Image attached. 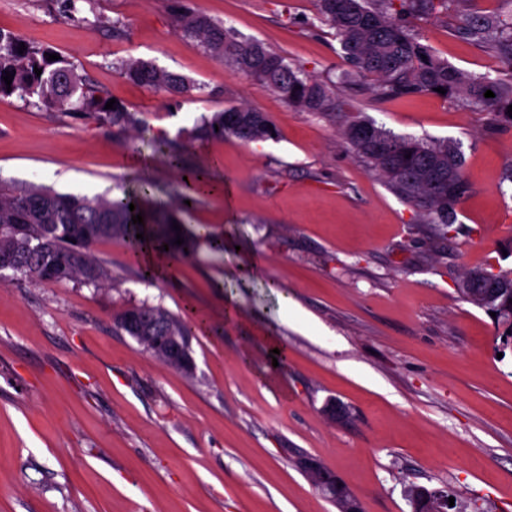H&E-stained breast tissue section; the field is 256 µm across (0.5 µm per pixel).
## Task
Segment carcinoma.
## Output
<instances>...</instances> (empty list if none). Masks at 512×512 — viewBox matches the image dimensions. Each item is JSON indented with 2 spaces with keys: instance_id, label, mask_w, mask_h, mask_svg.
Wrapping results in <instances>:
<instances>
[{
  "instance_id": "carcinoma-1",
  "label": "carcinoma",
  "mask_w": 512,
  "mask_h": 512,
  "mask_svg": "<svg viewBox=\"0 0 512 512\" xmlns=\"http://www.w3.org/2000/svg\"><path fill=\"white\" fill-rule=\"evenodd\" d=\"M318 19L336 30L350 70L337 81H317L302 67L292 64L257 40L244 39L196 10L189 0H171V10L183 35L197 39L220 60L249 75L279 94L288 104L329 120L344 122V137L351 151L372 172L383 175L391 189L417 208L419 223L434 224L440 235L455 223L456 207L468 192L462 156L457 147L410 136L396 135L355 114L347 92L367 88L378 99L432 93L437 87L461 98L464 106L486 111L496 124L512 125L507 114L512 105V82L488 74L465 73L439 58L422 42L411 18L446 14L451 0H316ZM460 38L484 47L512 68V19L474 7L461 18ZM25 45L24 52L18 47ZM48 49L0 30V95H17L47 109L84 112L90 118L126 132L141 124L138 111L116 103L105 108L108 97L88 79L80 78L71 64L48 60ZM42 70L36 74L34 68ZM120 73L134 83L170 97H191L201 85L156 64L130 58L118 63ZM14 74L11 87L3 76ZM495 94L484 97L486 91ZM275 132L262 112L240 105L217 112L193 131L203 141L210 136L233 137L245 143L267 140ZM135 209H129V204ZM143 214L144 223L155 226L157 246L169 245L176 259L194 252L201 233L178 232L177 212L151 205L148 185L124 191V196L88 198L43 189H14L0 182V257L17 265L15 273L34 282L78 281L99 287L110 279L107 263L96 256L94 246L120 240L136 253L143 226L132 217ZM184 238L180 246L176 237ZM463 297L473 305L496 313L502 335L512 337V270L494 271L488 265L468 272L460 285ZM155 320V335L172 332L181 349L192 358L190 337L197 324L166 310L141 303L117 313L118 327L130 336L143 330L128 321L132 312ZM311 479L338 512H348L357 499L335 475L320 465ZM330 485L336 495L324 490ZM413 512H447L429 490L413 491Z\"/></svg>"
}]
</instances>
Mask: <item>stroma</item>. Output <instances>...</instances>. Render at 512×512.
<instances>
[{
  "instance_id": "obj_1",
  "label": "stroma",
  "mask_w": 512,
  "mask_h": 512,
  "mask_svg": "<svg viewBox=\"0 0 512 512\" xmlns=\"http://www.w3.org/2000/svg\"><path fill=\"white\" fill-rule=\"evenodd\" d=\"M192 5L317 80L345 67L314 0ZM64 7L0 0V29L54 49L143 124L120 133L0 96V179L90 198L148 180L168 206L183 190L166 162L176 148L206 182L180 219L210 238L182 260L156 256L152 279L103 241V287L0 281V512H337L301 469L308 456L362 512H412L414 486L450 491L453 512H512V346L459 292L470 269H512V196L500 191L512 126L453 97L358 96L376 125L461 150L470 191L441 239L347 150L340 123L185 37L169 0H79L78 23L61 21ZM458 20L412 23L452 66L512 81L456 36ZM130 57L201 89L151 92L117 70ZM240 103L266 113L276 137L192 139L201 118ZM143 302L197 322L194 375L117 328L114 313ZM334 401L347 420L326 413Z\"/></svg>"
}]
</instances>
